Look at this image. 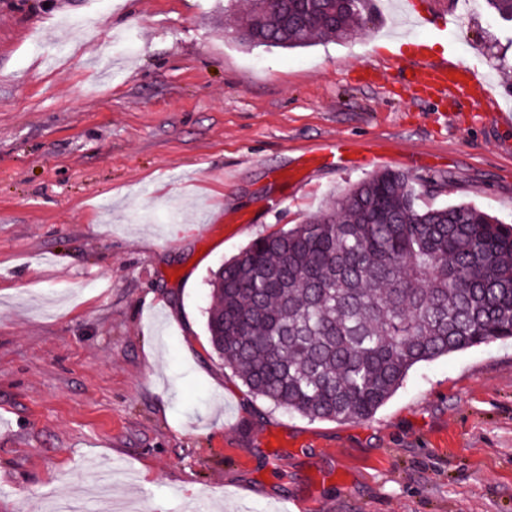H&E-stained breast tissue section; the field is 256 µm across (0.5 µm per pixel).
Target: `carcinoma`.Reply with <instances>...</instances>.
Wrapping results in <instances>:
<instances>
[{
    "label": "carcinoma",
    "instance_id": "1",
    "mask_svg": "<svg viewBox=\"0 0 512 512\" xmlns=\"http://www.w3.org/2000/svg\"><path fill=\"white\" fill-rule=\"evenodd\" d=\"M365 3L253 0L239 41H350ZM419 197L408 176L375 174L213 273L209 343L253 395L310 420H368L416 365L512 339V225Z\"/></svg>",
    "mask_w": 512,
    "mask_h": 512
}]
</instances>
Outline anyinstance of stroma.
Segmentation results:
<instances>
[{"mask_svg":"<svg viewBox=\"0 0 512 512\" xmlns=\"http://www.w3.org/2000/svg\"><path fill=\"white\" fill-rule=\"evenodd\" d=\"M447 8L370 0L356 39L288 50L224 0H0V512H512V340L338 422L252 395L205 330L222 262L372 175L275 179L326 142L512 223V122L393 68L425 43L512 90V24L483 5L457 37Z\"/></svg>","mask_w":512,"mask_h":512,"instance_id":"1","label":"stroma"}]
</instances>
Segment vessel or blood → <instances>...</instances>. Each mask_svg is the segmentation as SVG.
<instances>
[{
  "mask_svg": "<svg viewBox=\"0 0 512 512\" xmlns=\"http://www.w3.org/2000/svg\"><path fill=\"white\" fill-rule=\"evenodd\" d=\"M399 73H411L415 82L425 88L448 95L469 92L475 104L483 106L494 103L489 83L477 71L453 61L441 63H424L419 68H411L408 61L397 65ZM375 154L362 155L354 150L345 140L329 144L315 156V163L339 169L362 167L378 162Z\"/></svg>",
  "mask_w": 512,
  "mask_h": 512,
  "instance_id": "b4317fda",
  "label": "vessel or blood"
}]
</instances>
